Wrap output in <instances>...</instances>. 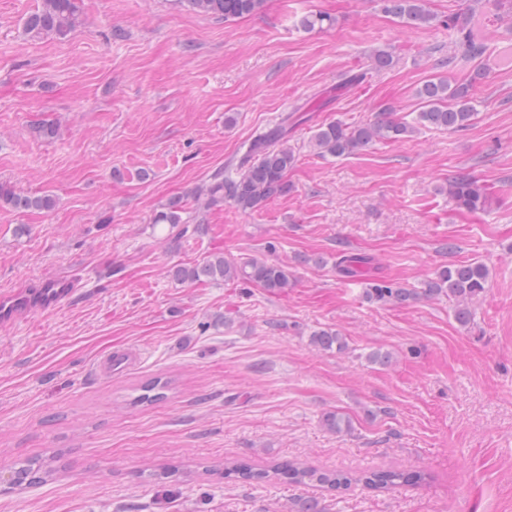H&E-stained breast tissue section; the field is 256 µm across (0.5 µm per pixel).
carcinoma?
<instances>
[{"label":"carcinoma","mask_w":512,"mask_h":512,"mask_svg":"<svg viewBox=\"0 0 512 512\" xmlns=\"http://www.w3.org/2000/svg\"><path fill=\"white\" fill-rule=\"evenodd\" d=\"M385 11L408 25H430L436 16L430 12L426 0H384ZM195 13L214 15L226 20L256 14L264 0H181ZM80 0H41L40 6L29 14L25 30L34 37L54 33L64 36L78 23ZM335 19L324 13L303 17L301 24L307 30L330 27ZM485 19L469 10L463 15L448 17V29L457 34L461 56L468 60L483 56L488 43L480 37ZM417 95L422 109L413 122L394 117L391 112H377L368 122L348 125L330 121L320 125L311 138V144L321 156L341 157L376 142L397 141L417 132L418 127L462 131L469 127L476 116L473 83H453L447 79L426 80ZM280 122L252 138L236 171L214 178L200 188L196 200H204L205 207L230 203L242 212L260 208L270 198L288 191L286 174L295 161L294 150L287 145L288 120ZM450 195L459 209L473 213L485 209L488 195L482 184L469 174H462L448 182ZM6 203L20 211H50L54 199L49 195H21L0 185V205ZM184 209L179 198H172L153 218V224L175 228L183 223ZM363 258H342L336 263L338 273L353 277L358 273ZM180 281H243L255 284L268 292L284 293L292 284L288 266L264 258H247L242 261L216 256L192 267L174 271ZM489 284V268L474 261L440 268L422 288H404L397 283L374 284L366 291V298L380 303L404 304L418 299L446 297L454 303V318L462 326L471 321L470 305L480 299ZM311 344L321 351L341 352L347 348L342 334L332 328L315 330L310 334ZM324 425L336 433H347L351 424L339 412H329L323 417ZM13 484L40 481L41 474L49 473L44 462L27 459L11 467ZM224 475L242 482L279 480L296 485H317L328 490H343L352 485L383 491L396 486H417L425 481V473L400 467H390L356 473L323 471L295 460L276 463L267 469H256L246 462H229L224 465Z\"/></svg>","instance_id":"cac0c4a2"}]
</instances>
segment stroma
I'll list each match as a JSON object with an SVG mask.
<instances>
[{
	"mask_svg": "<svg viewBox=\"0 0 512 512\" xmlns=\"http://www.w3.org/2000/svg\"><path fill=\"white\" fill-rule=\"evenodd\" d=\"M427 3L438 21L424 27L380 0H264L228 22L180 0H83L70 33L37 38L24 19L40 0H0V184L56 200L48 212L0 206V297L27 304L0 325V512H286L301 495L323 512H512V66L497 60L512 20L496 0ZM471 6L494 26L468 129L314 153L320 124L383 110L409 121L425 80L469 81L472 66L444 63V21ZM310 12L335 23L305 31ZM379 49L392 67L370 68ZM287 113L289 192L255 212L198 209L196 189ZM461 173L486 187L485 211L449 196ZM176 196L202 230L174 243L153 217ZM213 254L282 262L292 286L172 277ZM343 254L370 262L345 279ZM477 260L490 281L465 327L445 298L364 294ZM62 277L68 303L30 307ZM327 328L346 351L311 345ZM120 350L139 358L99 373ZM374 351L391 362L369 363ZM158 379L164 397L142 400ZM329 411L351 432L327 430ZM35 458L53 475L9 487L8 465ZM286 459L428 479L338 493L224 477L229 461Z\"/></svg>",
	"mask_w": 512,
	"mask_h": 512,
	"instance_id": "stroma-1",
	"label": "stroma"
}]
</instances>
